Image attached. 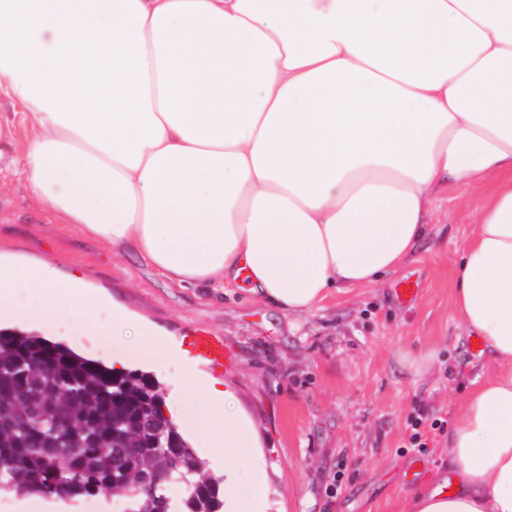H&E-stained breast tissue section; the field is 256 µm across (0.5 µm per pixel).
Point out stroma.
<instances>
[{
	"mask_svg": "<svg viewBox=\"0 0 512 512\" xmlns=\"http://www.w3.org/2000/svg\"><path fill=\"white\" fill-rule=\"evenodd\" d=\"M453 184L433 196V230L375 288L333 292L291 316L243 288H182L132 256L57 224L0 170V259L75 279L176 350L192 330L230 364L194 367L233 392L267 462L271 512H408L407 487L448 469L445 437L483 359L457 324L452 272L481 202Z\"/></svg>",
	"mask_w": 512,
	"mask_h": 512,
	"instance_id": "35a3bbf8",
	"label": "stroma"
}]
</instances>
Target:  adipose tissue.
Returning a JSON list of instances; mask_svg holds the SVG:
<instances>
[{
	"mask_svg": "<svg viewBox=\"0 0 512 512\" xmlns=\"http://www.w3.org/2000/svg\"><path fill=\"white\" fill-rule=\"evenodd\" d=\"M1 97L18 113L0 164L58 223L289 315L376 287L427 236L436 192L482 188L453 305L483 372L449 475L407 499L512 512V0H0ZM2 318L109 339L118 370L176 357L45 268L0 267ZM181 386L224 512H267L231 393L189 367Z\"/></svg>",
	"mask_w": 512,
	"mask_h": 512,
	"instance_id": "ef3b65f1",
	"label": "adipose tissue"
}]
</instances>
